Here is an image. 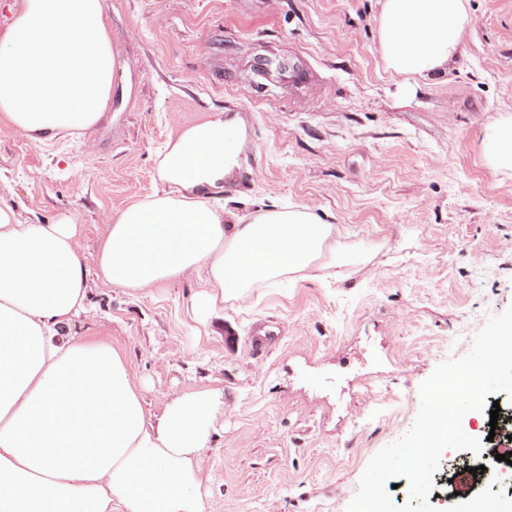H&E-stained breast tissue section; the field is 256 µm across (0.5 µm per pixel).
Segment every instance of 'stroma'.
Returning <instances> with one entry per match:
<instances>
[{"label":"stroma","instance_id":"obj_1","mask_svg":"<svg viewBox=\"0 0 512 512\" xmlns=\"http://www.w3.org/2000/svg\"><path fill=\"white\" fill-rule=\"evenodd\" d=\"M469 3L464 56L426 84L387 68L380 0H106L117 72L100 123L45 143L0 128V201L22 223L78 228L73 333L124 355L151 413L221 393L205 512H346L372 456L411 429L423 381L512 305V176L481 150L512 113V0ZM215 112L245 127L225 210L309 207L362 262L202 319L197 275L101 282L112 216L154 191L166 141ZM261 319L283 333L258 369L246 338Z\"/></svg>","mask_w":512,"mask_h":512}]
</instances>
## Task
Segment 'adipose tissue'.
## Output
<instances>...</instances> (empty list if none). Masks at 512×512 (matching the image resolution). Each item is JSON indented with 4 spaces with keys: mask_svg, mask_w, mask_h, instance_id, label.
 Listing matches in <instances>:
<instances>
[{
    "mask_svg": "<svg viewBox=\"0 0 512 512\" xmlns=\"http://www.w3.org/2000/svg\"><path fill=\"white\" fill-rule=\"evenodd\" d=\"M470 25L468 0H383L388 69L438 82ZM114 71L104 0H22L0 27V123L36 143L83 134L104 114ZM243 137L219 112L165 143L156 190L107 227L104 284L141 291L200 274L209 289L195 307L207 314L272 280L313 278L336 251L334 224L303 206L228 218L213 203ZM481 147L512 173V115L485 127ZM86 282L75 224H24L0 203V512H203L197 458L220 394H185L151 414L124 356L70 332Z\"/></svg>",
    "mask_w": 512,
    "mask_h": 512,
    "instance_id": "adipose-tissue-1",
    "label": "adipose tissue"
}]
</instances>
